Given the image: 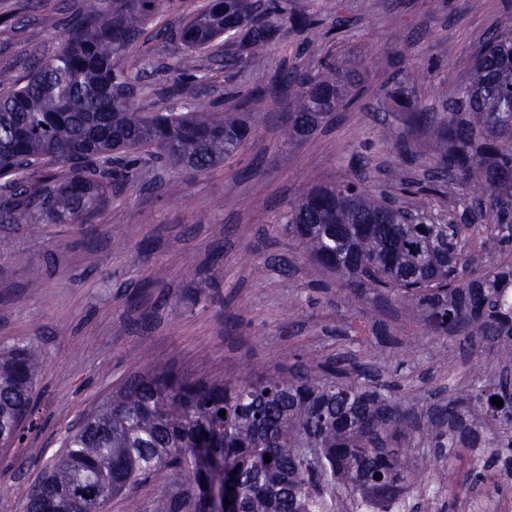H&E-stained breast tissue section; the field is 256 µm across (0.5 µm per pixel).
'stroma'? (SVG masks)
<instances>
[{
	"instance_id": "1",
	"label": "stroma",
	"mask_w": 512,
	"mask_h": 512,
	"mask_svg": "<svg viewBox=\"0 0 512 512\" xmlns=\"http://www.w3.org/2000/svg\"><path fill=\"white\" fill-rule=\"evenodd\" d=\"M289 0L317 25L279 38L240 69L224 67V44L198 55L196 77L175 82L181 50L170 41L207 0H159L124 53L135 107L190 112L198 103L246 111L255 133L237 159L203 174H178L143 160L114 186L93 224H0V346L38 353L37 431L0 446V512H24L31 484L63 451L80 417L132 377L157 368L195 379L233 380L292 368L297 356L345 355L368 365L405 404L466 388L492 361L476 362L463 337L425 334L390 297L369 296L356 314L333 276L276 231L290 201L309 188L359 178L391 189L393 172L424 180L434 152L415 135L409 156L384 139L397 117L379 108L388 80L413 86L421 107L467 75L488 32L512 26V0ZM85 0H0V70L24 79L32 53L50 56ZM363 74L364 106L333 114L293 143L281 134L286 98L268 93L281 70L314 68L330 54ZM290 270H282L281 259ZM410 459L431 473L435 506L411 493V512H468L486 500L512 512V456L501 455L497 484L467 488L475 450L448 449L417 436Z\"/></svg>"
}]
</instances>
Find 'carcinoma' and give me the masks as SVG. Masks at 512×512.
I'll list each match as a JSON object with an SVG mask.
<instances>
[{
  "label": "carcinoma",
  "instance_id": "cac0c4a2",
  "mask_svg": "<svg viewBox=\"0 0 512 512\" xmlns=\"http://www.w3.org/2000/svg\"><path fill=\"white\" fill-rule=\"evenodd\" d=\"M158 0H86L59 50L34 59L24 83L0 71V180L10 189L0 202L1 224H90L112 185L129 179L139 152L175 172L202 173L237 155L252 128L236 113L167 109L138 111L135 83L120 63ZM209 0L176 39L184 54L174 71H188L191 54L207 51L224 32L251 19L224 67L242 66L281 25L295 33L317 26L288 0ZM288 87L283 126L300 140L332 113L359 102V74L339 63L316 72H279ZM384 109L401 126L390 142L402 154L426 127L435 142L427 186L399 179L402 193H435L454 183L478 199L503 239H512V27L491 32L477 47L463 84L446 97L437 117L419 108L400 82ZM70 164L53 190L18 175ZM404 206L387 191L358 180L316 186L288 205L281 231L311 262L336 275L345 298L389 292L433 336H467L473 351L496 360L498 371L478 387L429 399L407 410L397 395L346 359H313L291 373L238 382L196 380L168 370L132 378L90 411L67 439L27 499L26 512H106L112 499L140 488L155 474L158 487L145 512H208V490L220 464L227 512H334L348 496L352 510L371 501L392 512L421 490L422 472L408 463V440L425 429L435 447L496 448L512 454V264L489 262L472 273L474 245L491 254L494 238L475 240V219L462 210L448 223L420 214L406 224ZM39 365L32 347L0 350V444L22 441L32 419ZM498 397L499 408L491 403ZM225 416H220V411ZM272 461L267 462L263 455Z\"/></svg>",
  "mask_w": 512,
  "mask_h": 512
}]
</instances>
